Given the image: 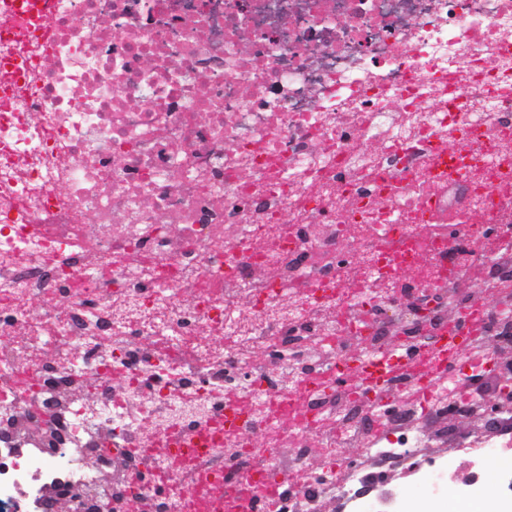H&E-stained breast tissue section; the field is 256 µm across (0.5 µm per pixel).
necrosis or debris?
<instances>
[{"instance_id": "4bbe7bcc", "label": "necrosis or debris", "mask_w": 512, "mask_h": 512, "mask_svg": "<svg viewBox=\"0 0 512 512\" xmlns=\"http://www.w3.org/2000/svg\"><path fill=\"white\" fill-rule=\"evenodd\" d=\"M17 2L0 512H184L241 469L287 477L288 512H385L400 462L512 498V293L487 298L512 0H52L37 32ZM411 341L425 363L365 382ZM432 448L470 470L426 472Z\"/></svg>"}]
</instances>
